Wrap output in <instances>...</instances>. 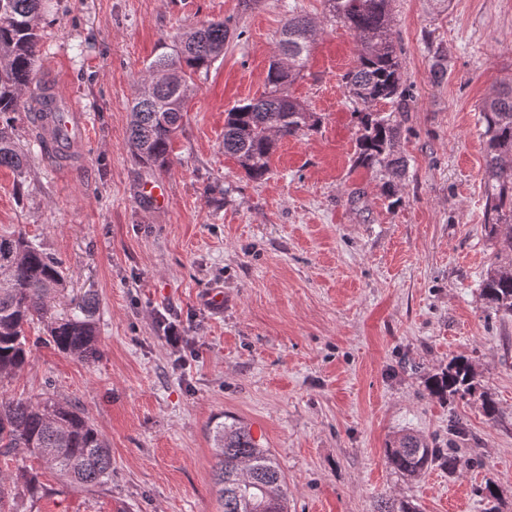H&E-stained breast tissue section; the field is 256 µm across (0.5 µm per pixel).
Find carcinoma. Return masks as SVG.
<instances>
[{
	"label": "carcinoma",
	"instance_id": "1",
	"mask_svg": "<svg viewBox=\"0 0 512 512\" xmlns=\"http://www.w3.org/2000/svg\"><path fill=\"white\" fill-rule=\"evenodd\" d=\"M45 0H0V167L24 173L26 156L14 139L12 114L19 111V91L28 86L38 63L37 20ZM329 18L347 27L357 46L356 66L344 75L347 98L359 124L357 162L405 175L396 156L399 124L393 113L373 112L382 100L402 101L400 62L391 27V0H324ZM318 31L311 20L293 15L275 42L265 91L228 110L224 120V152L246 175L262 180L279 140L318 130L321 116L290 94L289 87L306 68ZM230 31L222 21H209L183 32L172 51L158 55L147 67L151 87L131 107L128 144L137 161L148 168L166 167L173 138L183 125L187 103L196 93L194 76L208 72L222 55ZM480 120L486 139V175L492 231L512 252V89L489 97ZM66 288L63 263L42 245L18 231L0 235V378L13 377L27 363L26 326L38 319L47 341L82 361L99 353L97 300L86 294L72 311L58 317L53 302ZM481 297L488 308L512 314V271H494L482 280ZM479 373L465 357L427 378L431 394L465 398L480 386ZM223 512H288L285 477L271 451L249 429L221 422L212 428ZM21 450L54 472L59 481L87 491L112 482V454L97 429L71 403L53 397L15 400L0 397V454ZM459 449L432 448L414 434L402 435L387 449L394 470L409 478L421 476L442 459L456 469ZM16 479L32 498L44 493L38 476L19 470ZM379 512H417L409 500L384 502Z\"/></svg>",
	"mask_w": 512,
	"mask_h": 512
}]
</instances>
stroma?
<instances>
[{"label": "stroma", "mask_w": 512, "mask_h": 512, "mask_svg": "<svg viewBox=\"0 0 512 512\" xmlns=\"http://www.w3.org/2000/svg\"><path fill=\"white\" fill-rule=\"evenodd\" d=\"M391 8L407 162L392 197L387 174L356 162L342 81L356 44L323 0H48L30 86L76 96L90 133L74 158L51 159L28 112L16 113L26 170L0 168V234L23 232L62 261L57 312L96 294L101 354L63 353L34 322L28 363L0 380V396L74 404L111 448L112 482L66 487L34 458L0 455V476L24 465L47 490L33 500L16 488L19 512H222L211 429L227 418L274 454L288 512H378L392 497L418 512H483L476 490L488 481L499 512H512V316L480 298L486 273L512 255L489 233L479 123L482 101L512 86V0ZM296 13L318 36L290 92L322 123L281 141L254 181L224 153V116L263 93ZM218 19L233 35L197 81L170 166L144 167L127 131L145 68L185 29ZM155 180L165 205L141 195ZM460 355L496 420L479 395L429 393L426 378ZM452 419L465 439L449 435ZM406 432L457 443L465 466L403 477L386 450Z\"/></svg>", "instance_id": "35a3bbf8"}]
</instances>
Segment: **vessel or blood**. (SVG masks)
Instances as JSON below:
<instances>
[{
	"label": "vessel or blood",
	"mask_w": 512,
	"mask_h": 512,
	"mask_svg": "<svg viewBox=\"0 0 512 512\" xmlns=\"http://www.w3.org/2000/svg\"><path fill=\"white\" fill-rule=\"evenodd\" d=\"M40 143L58 158L72 154L76 146L84 142L89 134V122L79 112L73 96L56 94L50 112L45 113L36 124Z\"/></svg>",
	"instance_id": "obj_1"
}]
</instances>
